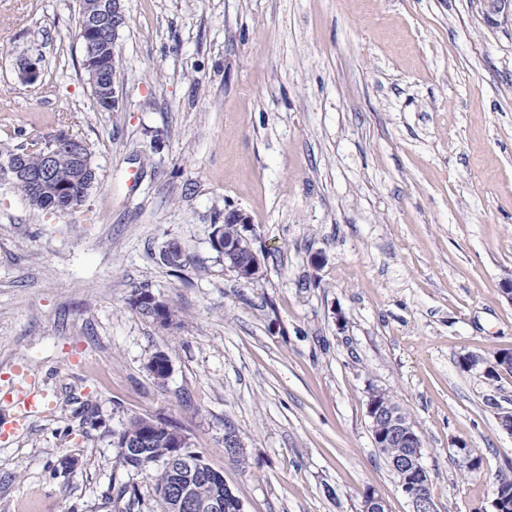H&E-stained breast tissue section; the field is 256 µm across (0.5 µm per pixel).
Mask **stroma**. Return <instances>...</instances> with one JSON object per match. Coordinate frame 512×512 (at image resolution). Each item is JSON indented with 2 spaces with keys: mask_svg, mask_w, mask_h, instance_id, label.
<instances>
[{
  "mask_svg": "<svg viewBox=\"0 0 512 512\" xmlns=\"http://www.w3.org/2000/svg\"><path fill=\"white\" fill-rule=\"evenodd\" d=\"M122 7L101 112L79 0H0V147L64 132L98 170L68 215L0 181V512H115L116 482L151 499L116 465L135 415L179 426L243 512H360L368 491L410 512L373 442L381 389L421 437L437 512H493L512 376L459 359L512 351V21L486 25L484 0ZM228 209L253 224L256 281L211 246ZM142 283L180 327L129 307Z\"/></svg>",
  "mask_w": 512,
  "mask_h": 512,
  "instance_id": "35a3bbf8",
  "label": "stroma"
}]
</instances>
